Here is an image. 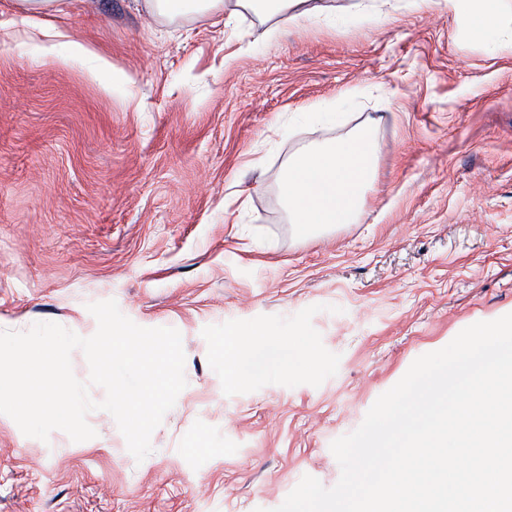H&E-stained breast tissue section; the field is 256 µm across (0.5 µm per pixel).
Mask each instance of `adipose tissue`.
Listing matches in <instances>:
<instances>
[{"mask_svg": "<svg viewBox=\"0 0 512 512\" xmlns=\"http://www.w3.org/2000/svg\"><path fill=\"white\" fill-rule=\"evenodd\" d=\"M448 5L466 6L486 35L512 29V14L502 10L501 0H448ZM374 150L372 135L365 129L327 147L302 149L289 159L279 192L300 230L354 221L371 175ZM269 359L283 366L288 363L284 352L266 350L261 340L224 342L229 380L259 373Z\"/></svg>", "mask_w": 512, "mask_h": 512, "instance_id": "obj_1", "label": "adipose tissue"}]
</instances>
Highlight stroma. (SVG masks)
<instances>
[{
	"mask_svg": "<svg viewBox=\"0 0 512 512\" xmlns=\"http://www.w3.org/2000/svg\"><path fill=\"white\" fill-rule=\"evenodd\" d=\"M318 2L0 0V330L88 337L113 299L180 332L187 380L140 462L108 412L83 442L0 414V512H271L336 485L331 442L416 358L512 314V35L444 0ZM366 128L360 214L300 231L288 159ZM231 332L296 357L231 381ZM17 10L25 15L61 12L65 0H14ZM153 8L159 14L169 17L189 12L215 14L224 12V0H153ZM242 5L255 11H268L273 9L276 12L287 13L288 20H298L309 15H315L319 10L318 6H306L309 0H237Z\"/></svg>",
	"mask_w": 512,
	"mask_h": 512,
	"instance_id": "obj_1",
	"label": "stroma"
}]
</instances>
